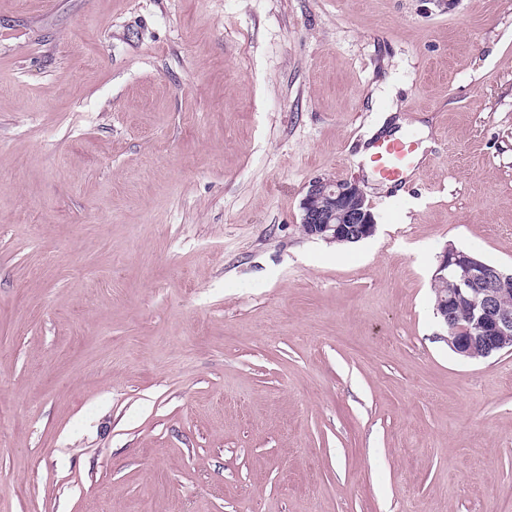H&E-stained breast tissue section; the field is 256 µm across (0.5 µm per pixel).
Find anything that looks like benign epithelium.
<instances>
[{"label":"benign epithelium","mask_w":512,"mask_h":512,"mask_svg":"<svg viewBox=\"0 0 512 512\" xmlns=\"http://www.w3.org/2000/svg\"><path fill=\"white\" fill-rule=\"evenodd\" d=\"M301 230L308 236L335 242H359L372 236L376 220L360 184L355 180L318 177L310 181L301 201ZM433 280L452 282L438 291L434 312L455 354L484 358L512 353V310L502 305L512 285V269L483 261L458 249L444 250ZM466 312V324L457 323Z\"/></svg>","instance_id":"1"}]
</instances>
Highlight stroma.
<instances>
[{"label": "stroma", "mask_w": 512, "mask_h": 512, "mask_svg": "<svg viewBox=\"0 0 512 512\" xmlns=\"http://www.w3.org/2000/svg\"><path fill=\"white\" fill-rule=\"evenodd\" d=\"M317 177L371 237L302 232ZM450 243L512 267V0H0V512L512 504ZM372 147L369 165L373 172L396 185L406 183L407 175L414 172L421 161H416V142L408 137L383 138Z\"/></svg>", "instance_id": "obj_1"}]
</instances>
